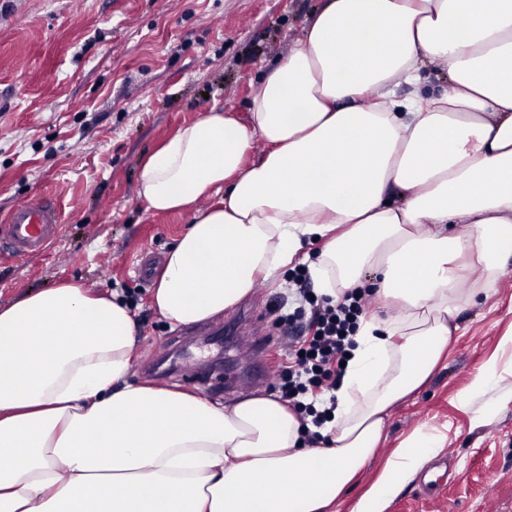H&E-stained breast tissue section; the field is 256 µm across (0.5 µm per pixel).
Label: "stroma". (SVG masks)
Listing matches in <instances>:
<instances>
[{
	"label": "stroma",
	"mask_w": 512,
	"mask_h": 512,
	"mask_svg": "<svg viewBox=\"0 0 512 512\" xmlns=\"http://www.w3.org/2000/svg\"><path fill=\"white\" fill-rule=\"evenodd\" d=\"M320 0H0V217L52 197L60 238L47 252L0 253V304L27 291L79 280L130 293L136 338L128 381L229 404L268 396L270 385L229 389L233 365L248 377L252 313L281 342L276 318L294 309L290 283L259 281L235 307L208 321L168 325L150 303L161 275L141 279L150 252L165 259L188 227L186 213L153 214L138 196L147 155L177 129L218 107L244 114L267 66L287 56ZM460 330L429 380L390 411L387 440L345 491L351 512L387 459L417 431L440 433L454 452L428 500L420 476L403 484L385 512H512V261L488 296L467 307ZM496 364L493 380L474 379Z\"/></svg>",
	"instance_id": "35a3bbf8"
}]
</instances>
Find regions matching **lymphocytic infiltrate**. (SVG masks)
Here are the masks:
<instances>
[{
  "mask_svg": "<svg viewBox=\"0 0 512 512\" xmlns=\"http://www.w3.org/2000/svg\"><path fill=\"white\" fill-rule=\"evenodd\" d=\"M292 281L300 304L284 317L288 325H299L290 352V363L282 371L278 390L282 401L293 409L301 422L311 423L307 441L320 437L319 427L328 420L326 410L316 407L318 396L334 394L339 386L347 353L354 346L353 336L363 314L365 293L348 292L341 301L316 294L306 268H298Z\"/></svg>",
  "mask_w": 512,
  "mask_h": 512,
  "instance_id": "f902f5d3",
  "label": "lymphocytic infiltrate"
}]
</instances>
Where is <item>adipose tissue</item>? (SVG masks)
Returning a JSON list of instances; mask_svg holds the SVG:
<instances>
[{"label":"adipose tissue","mask_w":512,"mask_h":512,"mask_svg":"<svg viewBox=\"0 0 512 512\" xmlns=\"http://www.w3.org/2000/svg\"><path fill=\"white\" fill-rule=\"evenodd\" d=\"M433 63L445 91L420 88ZM138 195L193 212L152 294L170 324L295 263L318 293L372 288L390 313L359 323L309 447L279 399L128 384L138 327L118 294L62 282L0 305V512H335L512 259V0H324L245 118L214 108L178 129ZM441 446L412 434L355 512H382Z\"/></svg>","instance_id":"1"}]
</instances>
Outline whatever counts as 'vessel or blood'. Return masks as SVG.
<instances>
[{
  "label": "vessel or blood",
  "mask_w": 512,
  "mask_h": 512,
  "mask_svg": "<svg viewBox=\"0 0 512 512\" xmlns=\"http://www.w3.org/2000/svg\"><path fill=\"white\" fill-rule=\"evenodd\" d=\"M60 223L57 203L43 198L22 204L0 219V239L13 256L25 258L45 252L57 240Z\"/></svg>",
  "instance_id": "b4317fda"
}]
</instances>
